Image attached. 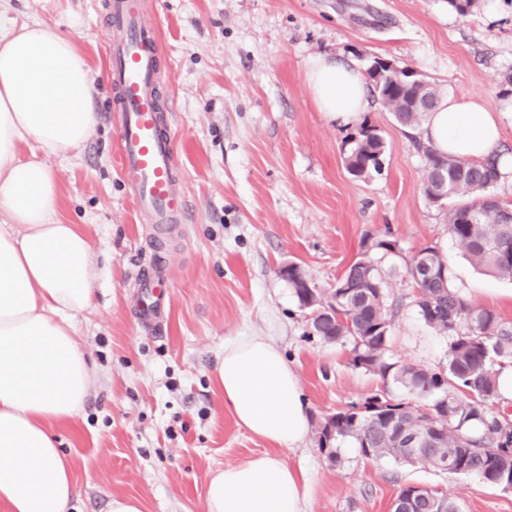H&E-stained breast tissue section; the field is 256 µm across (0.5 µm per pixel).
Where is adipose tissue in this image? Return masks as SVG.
<instances>
[{
	"label": "adipose tissue",
	"instance_id": "ef3b65f1",
	"mask_svg": "<svg viewBox=\"0 0 512 512\" xmlns=\"http://www.w3.org/2000/svg\"><path fill=\"white\" fill-rule=\"evenodd\" d=\"M314 103L338 124L366 108L361 71L312 57ZM95 84L73 42L43 23L0 20V512H70L77 495L55 427L75 421L97 383L77 328L101 271L76 224L57 218L59 187L45 156L68 157L91 135ZM504 110L481 94H448L422 129L444 155L483 162L498 146ZM33 146L24 158L20 145ZM224 407L250 434L283 449L307 435L295 371L263 336L225 339L212 371ZM306 472L271 453L209 472L205 512H303Z\"/></svg>",
	"mask_w": 512,
	"mask_h": 512
}]
</instances>
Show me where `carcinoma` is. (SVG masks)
<instances>
[{"instance_id": "carcinoma-1", "label": "carcinoma", "mask_w": 512, "mask_h": 512, "mask_svg": "<svg viewBox=\"0 0 512 512\" xmlns=\"http://www.w3.org/2000/svg\"><path fill=\"white\" fill-rule=\"evenodd\" d=\"M376 99L395 121L415 128L427 117L411 112L416 96L438 98V89L410 71L388 70L375 60L367 70ZM385 142L376 127L363 124L345 164L348 173L363 177L379 170ZM426 178L448 181L446 203L425 195L436 206L448 205V234L465 250L468 261L495 278L512 281V219L492 193L499 182V153L475 164L465 158L436 153L424 146ZM406 273L419 292L413 306L419 319L448 339V361L436 369L401 364L389 355L393 303L385 288V273L363 257L354 260L325 294L311 284L298 265L288 272V285L300 306L309 310L313 335L325 342L352 344V364L382 381V388L360 404L333 414L332 431L317 428L318 448L333 463L341 461V444L350 440L359 453L397 465L414 462L442 469L455 464L454 474L477 476L505 491L512 490V418L500 408L496 363L512 359V324L476 306L452 283L448 261L435 246L418 251ZM404 389L409 397L393 392ZM417 436L408 447L403 431ZM411 486L397 499L411 512H460L455 501L436 490L427 498L410 499Z\"/></svg>"}]
</instances>
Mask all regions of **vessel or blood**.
I'll list each match as a JSON object with an SVG mask.
<instances>
[{
    "label": "vessel or blood",
    "instance_id": "1",
    "mask_svg": "<svg viewBox=\"0 0 512 512\" xmlns=\"http://www.w3.org/2000/svg\"><path fill=\"white\" fill-rule=\"evenodd\" d=\"M107 78L112 110L120 122L119 166L137 208L156 224L187 222L186 199L177 188L174 143L159 93V34L146 23L142 0H110L107 18ZM142 315L161 319L166 292L161 273L143 275Z\"/></svg>",
    "mask_w": 512,
    "mask_h": 512
}]
</instances>
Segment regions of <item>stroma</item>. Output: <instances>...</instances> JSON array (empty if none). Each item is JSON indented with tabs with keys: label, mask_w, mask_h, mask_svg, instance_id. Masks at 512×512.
Returning <instances> with one entry per match:
<instances>
[{
	"label": "stroma",
	"mask_w": 512,
	"mask_h": 512,
	"mask_svg": "<svg viewBox=\"0 0 512 512\" xmlns=\"http://www.w3.org/2000/svg\"><path fill=\"white\" fill-rule=\"evenodd\" d=\"M157 28L162 94L180 168L187 223L166 234L136 207L118 167L120 128L105 77L108 0H10L17 23L48 24L88 60L98 123L70 161L49 158L60 188L57 218L86 230L106 270L78 323L97 384L75 424L58 432L78 496L74 512H107L134 495L144 512H205L209 470L269 451L215 394L211 372L225 338L266 336L296 372L311 424L381 387L352 364L349 343L309 333L279 273L302 267L320 291L355 259L386 273L404 305L390 356L419 368L447 363V341L411 304L406 273L422 248H440L454 284L512 323V281L476 272L448 235L446 209L422 194L426 157L409 129L376 99L363 113L385 141L380 172L351 176L344 157L358 126L314 104L306 65L322 55L367 70L374 58L407 65L442 93L477 92L494 107L512 100V0H478L460 15L448 0H145ZM397 241L383 255L377 239ZM163 259L161 331L143 326L137 274ZM280 457L303 466L313 493L304 512H390L399 490L422 485L462 512H512V493L427 464L375 462L345 446L329 462L314 434Z\"/></svg>",
	"instance_id": "obj_1"
}]
</instances>
